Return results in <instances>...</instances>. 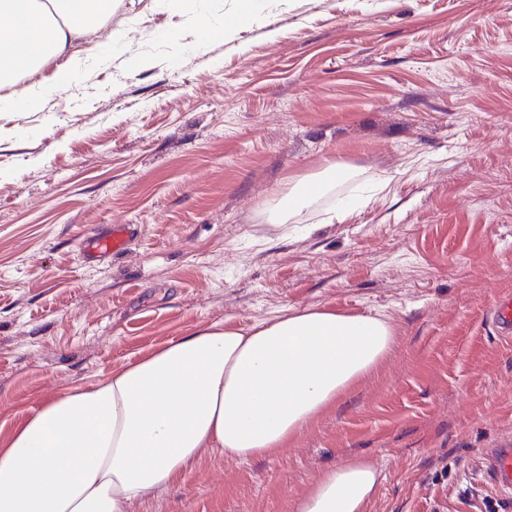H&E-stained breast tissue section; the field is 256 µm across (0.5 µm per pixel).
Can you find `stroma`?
Instances as JSON below:
<instances>
[{"instance_id":"obj_1","label":"stroma","mask_w":512,"mask_h":512,"mask_svg":"<svg viewBox=\"0 0 512 512\" xmlns=\"http://www.w3.org/2000/svg\"><path fill=\"white\" fill-rule=\"evenodd\" d=\"M123 0L0 114V428L214 323L287 307L384 315L397 342L287 450L205 449L131 512H295L326 469L383 474L369 512H512L484 471L512 446V0ZM148 60L143 69L132 59ZM344 166L278 222L291 182ZM129 224L91 263L83 238ZM488 317L501 337L509 340L512 338V296L510 294L503 295L495 301Z\"/></svg>"}]
</instances>
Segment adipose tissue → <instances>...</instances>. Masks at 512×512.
I'll return each mask as SVG.
<instances>
[{"label": "adipose tissue", "mask_w": 512, "mask_h": 512, "mask_svg": "<svg viewBox=\"0 0 512 512\" xmlns=\"http://www.w3.org/2000/svg\"><path fill=\"white\" fill-rule=\"evenodd\" d=\"M118 0H0V88L69 56ZM383 315L319 306L170 341L90 386L51 395L0 439V512H129L203 450L276 454L392 350ZM381 473L326 470L297 512H368Z\"/></svg>", "instance_id": "1"}]
</instances>
